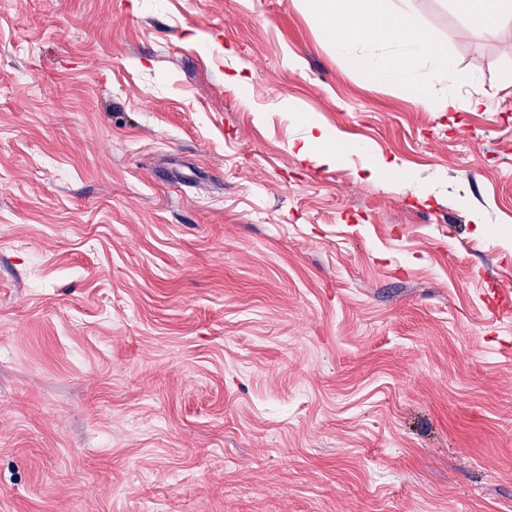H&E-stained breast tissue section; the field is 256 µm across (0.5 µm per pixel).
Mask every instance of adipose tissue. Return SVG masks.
I'll list each match as a JSON object with an SVG mask.
<instances>
[{
  "label": "adipose tissue",
  "mask_w": 512,
  "mask_h": 512,
  "mask_svg": "<svg viewBox=\"0 0 512 512\" xmlns=\"http://www.w3.org/2000/svg\"><path fill=\"white\" fill-rule=\"evenodd\" d=\"M308 135L297 148V153L303 159L318 163L332 159L345 160L350 156H358L363 169L369 173V178L379 185L398 182L407 188H414L415 182L398 158L387 157L374 153L365 144L348 147L337 146L334 132L323 126L316 119L307 121Z\"/></svg>",
  "instance_id": "1"
}]
</instances>
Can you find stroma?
Instances as JSON below:
<instances>
[{
    "label": "stroma",
    "mask_w": 512,
    "mask_h": 512,
    "mask_svg": "<svg viewBox=\"0 0 512 512\" xmlns=\"http://www.w3.org/2000/svg\"><path fill=\"white\" fill-rule=\"evenodd\" d=\"M390 3L482 107L297 0H0V512H512V19ZM307 128V137L297 147V153L303 159L318 163L332 159L339 162L355 155L362 160L363 169L370 173L368 180L381 186L399 182L407 188H415V181L398 158L374 153L366 144L338 147L335 133L313 118L308 119Z\"/></svg>",
    "instance_id": "1"
}]
</instances>
